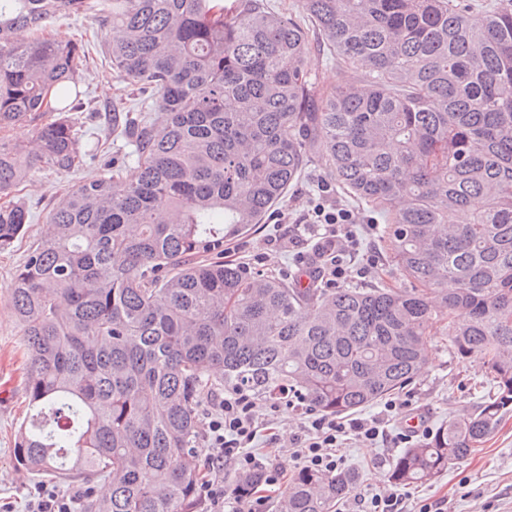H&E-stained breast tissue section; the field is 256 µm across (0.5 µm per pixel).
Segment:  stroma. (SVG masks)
Segmentation results:
<instances>
[{"label":"stroma","mask_w":512,"mask_h":512,"mask_svg":"<svg viewBox=\"0 0 512 512\" xmlns=\"http://www.w3.org/2000/svg\"><path fill=\"white\" fill-rule=\"evenodd\" d=\"M91 106L105 110L111 105L120 82L110 70L102 49L91 53L90 72L85 78ZM100 164L84 166L68 177L57 179L38 174L24 183L19 195L31 207V219L23 239L13 249L0 253V381L12 386L13 397L0 402V504L12 512H22L31 491L39 481L18 469L14 463L16 431L24 418V383L27 360L21 346V327L7 302V289L16 267L22 263L33 244L47 232L45 207L62 189L73 188L85 180L102 175ZM325 175L318 164H311L304 180L289 192L280 217L255 232H249L226 243L233 258L249 266L271 270L279 276L296 274L294 253L284 241L290 224H308L312 208L321 202L318 186ZM279 238L277 249H269L268 240ZM484 379L475 359H456L443 345H433L422 376L408 389L397 394L405 402L401 412L385 413L383 402L359 410L362 418L382 419L386 438L376 447L368 448L355 439L338 449L342 467L359 470L362 479L357 488L364 496L387 489L388 465L398 449L395 445L405 430L408 414H423L429 428H437L448 419L474 409L481 396ZM407 502L409 512H419L421 505L445 501L448 512H512V413L503 418L499 427L483 447L451 468L435 482L411 486Z\"/></svg>","instance_id":"1"}]
</instances>
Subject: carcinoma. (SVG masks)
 I'll list each match as a JSON object with an SVG mask.
<instances>
[{
  "label": "carcinoma",
  "instance_id": "obj_1",
  "mask_svg": "<svg viewBox=\"0 0 512 512\" xmlns=\"http://www.w3.org/2000/svg\"><path fill=\"white\" fill-rule=\"evenodd\" d=\"M91 17L125 84L127 159L60 194L13 274L28 413L15 464L108 486L78 512H203L192 453L208 395L298 393L341 416L399 393L432 343L481 363L472 411L391 461L431 483L512 412V0H0V252L23 238L15 194L105 155L81 144L90 52L48 31ZM33 34L28 41L16 31ZM326 48L345 83L307 67ZM158 117L128 105L127 87ZM385 219L370 288L289 283L224 259L268 224L308 163ZM358 471H298L278 512H335Z\"/></svg>",
  "mask_w": 512,
  "mask_h": 512
}]
</instances>
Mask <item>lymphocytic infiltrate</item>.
<instances>
[{
  "mask_svg": "<svg viewBox=\"0 0 512 512\" xmlns=\"http://www.w3.org/2000/svg\"><path fill=\"white\" fill-rule=\"evenodd\" d=\"M316 220L311 224H297L291 230L289 242L297 249L298 263H305L303 251L308 240H316L322 258L312 274L325 287L333 288L353 279L365 278L372 266V258L361 255V235L350 210L338 205H317ZM201 432L202 447L198 452L206 474L197 489L208 512H258L254 494H243L226 487L222 470L232 464L241 473L260 469L265 483L280 485L287 474L281 462L284 445H292L290 455L295 467L322 473L336 471L340 460L336 450L342 437L351 435L367 445H376L384 438L381 419L336 420L305 400L288 398L260 401L250 390L235 386L207 399ZM291 409L303 419L300 431L287 433L274 418L282 409ZM265 434L268 452L257 458L251 448L258 434Z\"/></svg>",
  "mask_w": 512,
  "mask_h": 512,
  "instance_id": "1",
  "label": "lymphocytic infiltrate"
}]
</instances>
